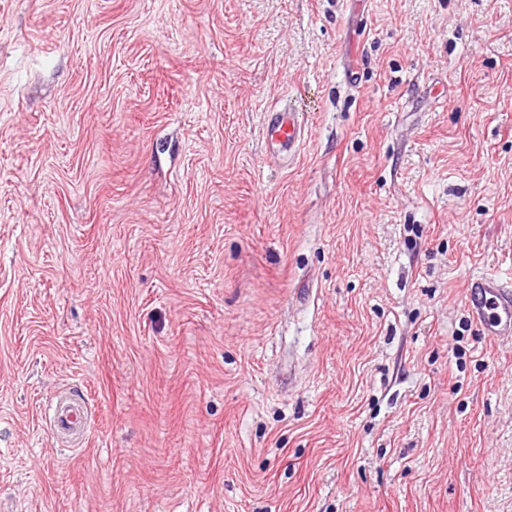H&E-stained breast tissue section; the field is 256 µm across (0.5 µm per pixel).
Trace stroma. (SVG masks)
I'll list each match as a JSON object with an SVG mask.
<instances>
[{
  "label": "stroma",
  "mask_w": 512,
  "mask_h": 512,
  "mask_svg": "<svg viewBox=\"0 0 512 512\" xmlns=\"http://www.w3.org/2000/svg\"><path fill=\"white\" fill-rule=\"evenodd\" d=\"M477 275L512 0H0V512H512ZM302 122L300 112L288 108L287 110L271 109L265 127L267 139V153L278 158L284 152L291 154L295 151L301 139ZM53 429L58 438L66 443L78 445L87 430L84 405L67 394L56 397L53 415Z\"/></svg>",
  "instance_id": "35a3bbf8"
}]
</instances>
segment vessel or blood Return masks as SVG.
Listing matches in <instances>:
<instances>
[{
    "label": "vessel or blood",
    "mask_w": 512,
    "mask_h": 512,
    "mask_svg": "<svg viewBox=\"0 0 512 512\" xmlns=\"http://www.w3.org/2000/svg\"><path fill=\"white\" fill-rule=\"evenodd\" d=\"M302 134L296 110H270L265 127L266 150L271 157L294 152ZM471 315L485 334L494 339L512 340V282L483 276L472 278L467 291ZM53 429L66 443L79 444L87 430L82 402L67 394L58 395L54 406Z\"/></svg>",
    "instance_id": "vessel-or-blood-1"
}]
</instances>
